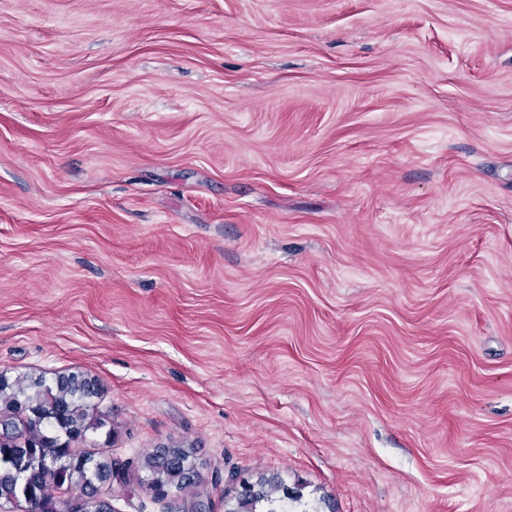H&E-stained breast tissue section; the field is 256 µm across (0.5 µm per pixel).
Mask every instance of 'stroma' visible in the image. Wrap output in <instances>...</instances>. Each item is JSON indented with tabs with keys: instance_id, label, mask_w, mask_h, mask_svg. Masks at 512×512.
Returning a JSON list of instances; mask_svg holds the SVG:
<instances>
[{
	"instance_id": "1",
	"label": "stroma",
	"mask_w": 512,
	"mask_h": 512,
	"mask_svg": "<svg viewBox=\"0 0 512 512\" xmlns=\"http://www.w3.org/2000/svg\"><path fill=\"white\" fill-rule=\"evenodd\" d=\"M70 374L112 512H512V0H0V375Z\"/></svg>"
}]
</instances>
